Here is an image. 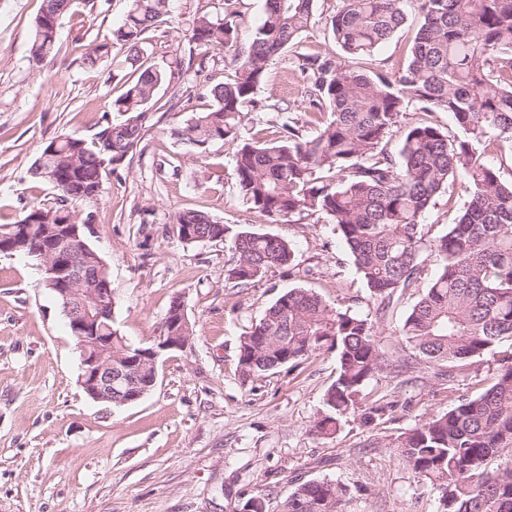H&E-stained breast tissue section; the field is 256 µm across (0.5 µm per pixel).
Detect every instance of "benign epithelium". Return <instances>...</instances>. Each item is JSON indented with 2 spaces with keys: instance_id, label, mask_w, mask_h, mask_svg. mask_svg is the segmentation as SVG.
<instances>
[{
  "instance_id": "benign-epithelium-1",
  "label": "benign epithelium",
  "mask_w": 512,
  "mask_h": 512,
  "mask_svg": "<svg viewBox=\"0 0 512 512\" xmlns=\"http://www.w3.org/2000/svg\"><path fill=\"white\" fill-rule=\"evenodd\" d=\"M84 248L79 225L74 224L60 238L43 246L39 257L58 277L55 292L63 301V310L80 352L81 386L97 402L125 405L141 399L155 386L157 362L162 352L184 350L192 340L185 336H163L151 348L138 349L139 370L148 374L147 383L141 389L130 384L124 390L113 391L112 337L98 335L100 321L112 318L113 291L107 276L100 272L95 275V282L86 292L84 303L75 306L71 302L77 284L84 280V269L79 263Z\"/></svg>"
}]
</instances>
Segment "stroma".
<instances>
[{
	"instance_id": "35a3bbf8",
	"label": "stroma",
	"mask_w": 512,
	"mask_h": 512,
	"mask_svg": "<svg viewBox=\"0 0 512 512\" xmlns=\"http://www.w3.org/2000/svg\"><path fill=\"white\" fill-rule=\"evenodd\" d=\"M44 0H0V224L20 219L36 201H52L51 186L30 167L56 137H93L104 118L118 120L112 100L126 89L110 59L87 69V48L110 42L127 0H74L61 20L58 51L42 67L28 61L34 23ZM224 15V0H171L170 13L146 43L162 63L194 17ZM420 20L403 25L372 57L377 70L405 65ZM222 61L190 70L183 95L160 87L136 149L103 177L90 217L89 244L106 262L114 326L134 344L165 333L173 300L195 326L191 346L163 352L155 388L115 407L92 400L79 382L80 356L39 263L0 255V512H238L258 490L280 512L295 482L323 477L347 485L350 512H437L432 485L406 467L392 441L458 399L483 392L497 375V356L471 360L452 382L422 362H408L399 328L413 296L376 324L388 362L360 401L395 402L389 416L347 422L331 437L312 425L336 376V356L321 352L297 366L244 377L239 340L265 309L291 288L317 291L334 307L372 311L374 300L323 215L272 221L238 197L234 149L221 143L198 152L181 132L205 111L206 91L231 77ZM304 82L287 59L269 66L260 99L282 111L256 113L265 136H284V123L304 112ZM195 210L226 224L266 231L293 244V269L269 270L243 287L228 277V244L187 243L170 216ZM405 373H397L398 364Z\"/></svg>"
}]
</instances>
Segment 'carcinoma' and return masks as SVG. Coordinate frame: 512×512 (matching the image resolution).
<instances>
[{"instance_id": "cac0c4a2", "label": "carcinoma", "mask_w": 512, "mask_h": 512, "mask_svg": "<svg viewBox=\"0 0 512 512\" xmlns=\"http://www.w3.org/2000/svg\"><path fill=\"white\" fill-rule=\"evenodd\" d=\"M170 0H129L112 44L115 70L135 79L112 101L123 116L106 121L91 139L49 141L31 167L33 178L57 192L52 206L36 203L12 224L0 225V243L31 252L55 238L62 224H85L78 206L98 199L105 169L123 162L142 138L157 90L182 77L185 59L214 53L234 68L233 79L214 85L211 105L191 118L185 139L204 152L222 142L235 147V186L254 212L275 219L322 214L336 225L353 264L384 316L419 287L422 254L435 257L436 271L399 328L405 346L436 375L512 341V182L486 153L512 147V0H336L328 38L335 53L301 50L318 0H265L264 15L248 46L238 43L236 0H224V17L200 15L185 30L188 55L173 54L161 65L145 64V34L169 13ZM71 0H45L34 25L29 62L38 66L57 51L60 18ZM413 8L421 24L406 64L373 71L359 62L405 22ZM291 54L290 67L306 82L303 122L287 135L266 140L247 131L251 114L264 110L257 98L269 63ZM450 114L460 134L426 118L406 126L399 158L387 150L407 108ZM312 127L304 133L303 128ZM458 184L466 200L441 237L426 240L425 215L448 188ZM173 230L221 238L237 260L228 276L248 286L273 268H290L293 245L269 233L224 224L201 211H179ZM373 314V315H375ZM370 313L331 306L319 293L293 288L266 308L240 338L245 377H259L320 351L336 354V378L325 393L313 431L335 435L351 418L370 424L393 403L364 407L359 396L385 366ZM102 335L112 353L131 343L114 321ZM494 383L462 398L401 433L393 447L438 492L439 512H512V352L499 359ZM268 494L258 490L239 512H267ZM346 485L322 478L295 485L283 512H345Z\"/></svg>"}]
</instances>
